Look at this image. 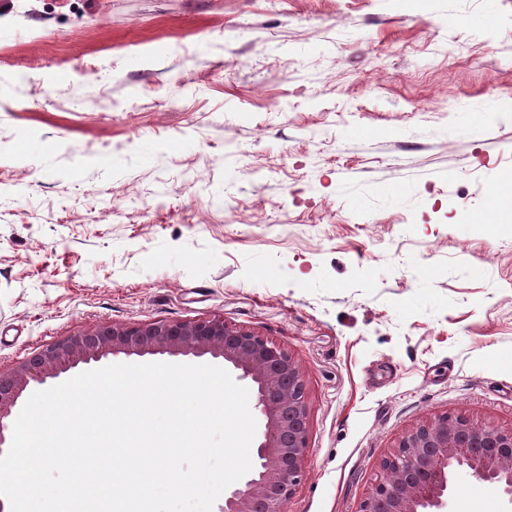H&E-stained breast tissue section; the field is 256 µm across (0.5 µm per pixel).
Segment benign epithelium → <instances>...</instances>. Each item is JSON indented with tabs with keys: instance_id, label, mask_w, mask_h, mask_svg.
<instances>
[{
	"instance_id": "obj_1",
	"label": "benign epithelium",
	"mask_w": 512,
	"mask_h": 512,
	"mask_svg": "<svg viewBox=\"0 0 512 512\" xmlns=\"http://www.w3.org/2000/svg\"><path fill=\"white\" fill-rule=\"evenodd\" d=\"M118 354L208 356L250 384L261 418L258 462L243 487L224 493L220 512H286L304 473L309 431L305 379L287 349L221 316L103 323L41 345L10 368H0V456L5 454L4 419L13 416L30 385H44L81 363ZM380 468L358 512H448L449 488L459 474L494 489L512 505V427L445 413L404 433Z\"/></svg>"
}]
</instances>
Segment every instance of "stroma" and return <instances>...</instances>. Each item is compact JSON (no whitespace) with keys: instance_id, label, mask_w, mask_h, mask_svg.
I'll use <instances>...</instances> for the list:
<instances>
[{"instance_id":"1","label":"stroma","mask_w":512,"mask_h":512,"mask_svg":"<svg viewBox=\"0 0 512 512\" xmlns=\"http://www.w3.org/2000/svg\"><path fill=\"white\" fill-rule=\"evenodd\" d=\"M213 316L304 375L288 512L512 426V0H0V366Z\"/></svg>"}]
</instances>
